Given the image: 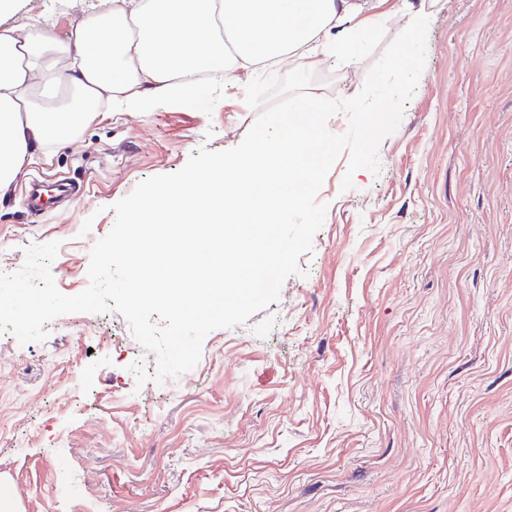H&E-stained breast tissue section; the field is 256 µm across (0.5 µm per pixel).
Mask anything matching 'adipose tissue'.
I'll use <instances>...</instances> for the list:
<instances>
[{
	"label": "adipose tissue",
	"instance_id": "ef3b65f1",
	"mask_svg": "<svg viewBox=\"0 0 512 512\" xmlns=\"http://www.w3.org/2000/svg\"><path fill=\"white\" fill-rule=\"evenodd\" d=\"M428 13L413 0H102L60 38L50 25L0 27V195L37 150L66 142L105 106L147 112L187 101L197 75L275 64L357 63L385 21L404 40L387 67L410 82L407 61ZM75 89L91 106H62Z\"/></svg>",
	"mask_w": 512,
	"mask_h": 512
}]
</instances>
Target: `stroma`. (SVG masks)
I'll list each match as a JSON object with an SVG mask.
<instances>
[{
  "label": "stroma",
  "mask_w": 512,
  "mask_h": 512,
  "mask_svg": "<svg viewBox=\"0 0 512 512\" xmlns=\"http://www.w3.org/2000/svg\"><path fill=\"white\" fill-rule=\"evenodd\" d=\"M13 0L0 23L52 16L59 37L99 0ZM427 59L379 173L351 190L339 156L303 275L246 324L209 332L197 365L156 382V359L111 311L0 335V481L20 512H512V0H438ZM401 31L310 90L356 95ZM255 70L202 82L184 106L97 113L0 196V265L59 242L67 295L115 202L199 149L239 145ZM82 193L41 217L35 180Z\"/></svg>",
  "instance_id": "1"
}]
</instances>
